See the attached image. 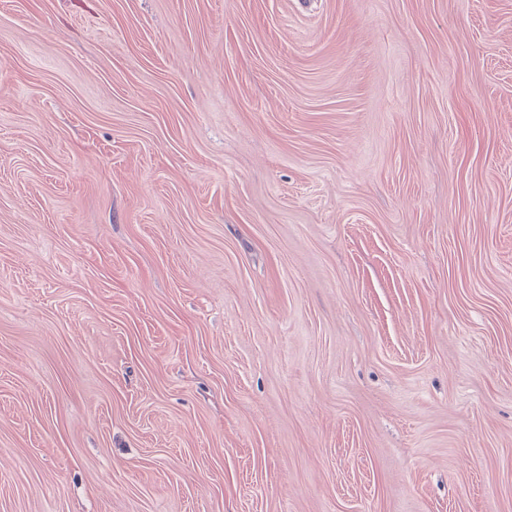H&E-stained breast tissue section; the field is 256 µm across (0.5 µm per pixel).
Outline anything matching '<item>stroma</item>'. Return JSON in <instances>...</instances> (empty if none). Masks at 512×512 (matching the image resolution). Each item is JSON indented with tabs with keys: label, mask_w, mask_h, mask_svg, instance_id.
<instances>
[{
	"label": "stroma",
	"mask_w": 512,
	"mask_h": 512,
	"mask_svg": "<svg viewBox=\"0 0 512 512\" xmlns=\"http://www.w3.org/2000/svg\"><path fill=\"white\" fill-rule=\"evenodd\" d=\"M0 512H512V0H0Z\"/></svg>",
	"instance_id": "obj_1"
}]
</instances>
